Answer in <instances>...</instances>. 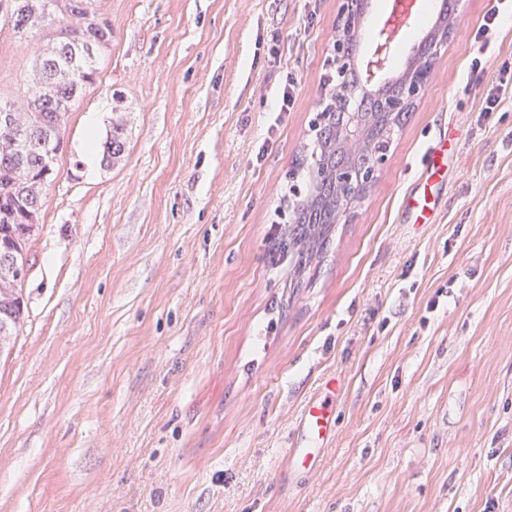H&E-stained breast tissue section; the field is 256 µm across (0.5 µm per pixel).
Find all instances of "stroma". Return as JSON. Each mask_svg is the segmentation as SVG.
Listing matches in <instances>:
<instances>
[{
  "instance_id": "stroma-1",
  "label": "stroma",
  "mask_w": 512,
  "mask_h": 512,
  "mask_svg": "<svg viewBox=\"0 0 512 512\" xmlns=\"http://www.w3.org/2000/svg\"><path fill=\"white\" fill-rule=\"evenodd\" d=\"M463 0L432 79L316 275L272 225L304 188L339 0H94L112 40L63 130L0 356V512H512V15ZM37 44L0 13V99ZM481 84L467 85L476 53ZM289 106H282L285 86ZM126 148L89 172L90 125ZM451 139L433 224L400 199ZM336 379V435L289 466Z\"/></svg>"
}]
</instances>
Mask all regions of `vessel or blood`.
<instances>
[{"label":"vessel or blood","instance_id":"obj_1","mask_svg":"<svg viewBox=\"0 0 512 512\" xmlns=\"http://www.w3.org/2000/svg\"><path fill=\"white\" fill-rule=\"evenodd\" d=\"M401 208L411 223H430L433 208L427 184H419L407 192ZM299 429L300 442L293 450L292 464L294 469L309 472L318 465L323 449L336 434L335 389H328L324 396L307 402L300 416Z\"/></svg>","mask_w":512,"mask_h":512}]
</instances>
